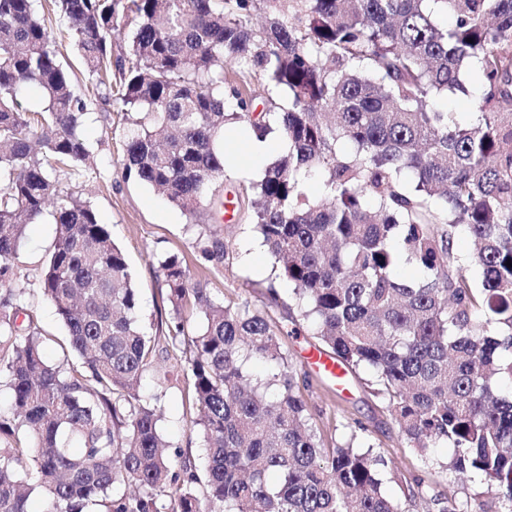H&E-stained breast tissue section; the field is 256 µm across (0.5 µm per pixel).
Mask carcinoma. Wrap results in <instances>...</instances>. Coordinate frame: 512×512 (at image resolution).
I'll return each instance as SVG.
<instances>
[{"instance_id": "carcinoma-1", "label": "carcinoma", "mask_w": 512, "mask_h": 512, "mask_svg": "<svg viewBox=\"0 0 512 512\" xmlns=\"http://www.w3.org/2000/svg\"><path fill=\"white\" fill-rule=\"evenodd\" d=\"M43 9L0 0V373L13 398L12 418H0V512H30L36 489L47 512H159L163 497L170 512L204 501L208 512H406L383 491L372 448L323 446L302 396L309 382L271 313L246 297L215 300L175 256L159 262L165 333L189 353L208 465L201 475L164 454L158 406L140 396L155 356L140 291L108 225L57 179L90 163V100L132 115L125 175L191 220L204 202L223 203L235 126L284 141L253 186L252 224L293 287L291 322L310 325L346 371L371 373L410 447L448 444L447 469L481 478L512 512V0H52L85 71L81 91ZM124 17L134 26L115 60ZM231 62L266 79L265 110L226 78ZM473 69L482 93L464 122L436 101L468 94ZM27 85L42 90L38 111L19 110ZM47 213L56 237L39 288L78 368L45 359L33 314L16 335L25 289L12 287L13 260ZM461 226L467 256L454 248ZM200 252L219 265L227 244L214 231ZM404 262L422 277L400 278ZM249 359L274 371L254 375ZM126 482L139 494H116Z\"/></svg>"}]
</instances>
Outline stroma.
<instances>
[{
	"label": "stroma",
	"mask_w": 512,
	"mask_h": 512,
	"mask_svg": "<svg viewBox=\"0 0 512 512\" xmlns=\"http://www.w3.org/2000/svg\"><path fill=\"white\" fill-rule=\"evenodd\" d=\"M124 117L101 102H90L84 121V135L91 146L94 163L61 174L63 188L91 203L101 223L107 224L113 240L124 251L133 282L141 293V314L145 322H157L164 307L160 289L162 277L157 259L177 255L187 266L192 281L207 285L211 295L229 302L249 298L260 310H271L285 318L291 305L287 281L273 278L269 255L253 259L252 247L258 237L251 222L253 183L260 179L264 163L232 159L225 168L224 195L234 202V217L221 220L216 230L229 246L223 265L205 261L198 242L210 219L201 211L196 223H189L180 210L171 206L157 191L123 174ZM56 226L51 219L28 225L18 256L14 261L16 281L27 290L26 302L37 316L45 334L43 350L50 363L64 360L77 362L69 349L67 330L54 306L39 288L42 270L53 249ZM276 289L282 304L269 305V289ZM284 351L297 373L307 375L309 389L304 392L313 420L320 429L325 446L354 442L372 447L382 458L380 470L385 491L403 500L404 490L412 477L423 481V496L409 503L410 512H426V501L433 497L447 499L459 512H501L502 505L481 481L461 482L444 464L452 453L442 445L419 455L401 439L397 425L373 396L364 380L368 371L350 376L346 385L329 383L321 373L311 369L304 359L306 350L318 348L319 342L308 326L281 338ZM156 361L175 367L178 379L163 388H155L152 377L142 381L143 397H158L162 416L160 432L169 444V454L176 462L203 463V437L193 429L187 399L189 369L186 358L172 355L164 334L156 336ZM364 431H356L355 422Z\"/></svg>",
	"instance_id": "1"
}]
</instances>
